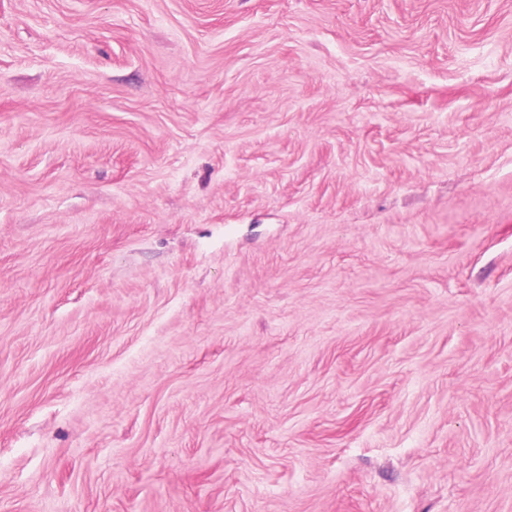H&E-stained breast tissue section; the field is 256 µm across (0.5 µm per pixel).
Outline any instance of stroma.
<instances>
[{
	"label": "stroma",
	"instance_id": "stroma-1",
	"mask_svg": "<svg viewBox=\"0 0 512 512\" xmlns=\"http://www.w3.org/2000/svg\"><path fill=\"white\" fill-rule=\"evenodd\" d=\"M0 512H512V0H0Z\"/></svg>",
	"mask_w": 512,
	"mask_h": 512
}]
</instances>
